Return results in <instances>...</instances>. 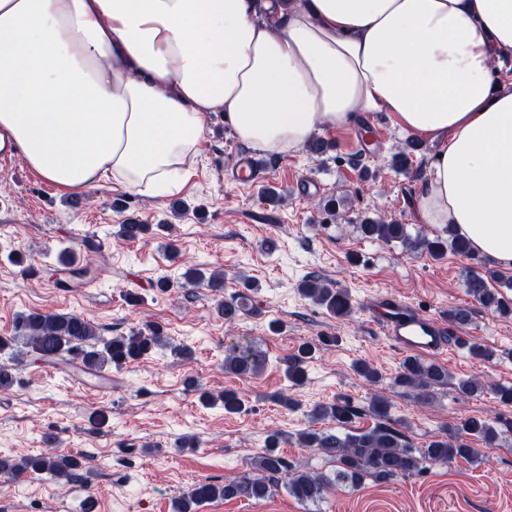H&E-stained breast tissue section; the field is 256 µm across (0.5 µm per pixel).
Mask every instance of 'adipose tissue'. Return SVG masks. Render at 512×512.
Instances as JSON below:
<instances>
[{
	"label": "adipose tissue",
	"mask_w": 512,
	"mask_h": 512,
	"mask_svg": "<svg viewBox=\"0 0 512 512\" xmlns=\"http://www.w3.org/2000/svg\"><path fill=\"white\" fill-rule=\"evenodd\" d=\"M512 0H0V146L46 181L180 189L209 116L277 157L391 113L438 141L420 223L512 269Z\"/></svg>",
	"instance_id": "1"
}]
</instances>
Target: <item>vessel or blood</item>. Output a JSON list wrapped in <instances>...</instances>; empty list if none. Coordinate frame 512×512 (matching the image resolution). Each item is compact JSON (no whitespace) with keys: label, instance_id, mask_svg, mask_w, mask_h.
I'll return each instance as SVG.
<instances>
[{"label":"vessel or blood","instance_id":"vessel-or-blood-1","mask_svg":"<svg viewBox=\"0 0 512 512\" xmlns=\"http://www.w3.org/2000/svg\"><path fill=\"white\" fill-rule=\"evenodd\" d=\"M262 170L252 157H242L233 165L235 180L253 186ZM374 322L392 345L408 355L436 356L447 347L448 331L438 319L416 312L402 299L383 295L372 304Z\"/></svg>","mask_w":512,"mask_h":512}]
</instances>
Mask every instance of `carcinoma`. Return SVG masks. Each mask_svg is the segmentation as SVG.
<instances>
[{"label":"carcinoma","mask_w":512,"mask_h":512,"mask_svg":"<svg viewBox=\"0 0 512 512\" xmlns=\"http://www.w3.org/2000/svg\"><path fill=\"white\" fill-rule=\"evenodd\" d=\"M361 235L384 243H399L405 248L427 253L433 258H441L451 252L462 257L471 256V247L466 239L456 233L453 225L443 226L442 235L429 239L419 234L412 235L407 225L398 224L384 217L371 218L358 225ZM181 277L187 281L199 282L208 288H219L224 279L221 274L205 276L199 270L189 268ZM495 274L469 276L464 286L467 292L483 308L500 315H512V299L495 288L489 287V280ZM303 296L328 312L344 317L351 313L352 304L348 293L340 288H331L317 278H307L300 283ZM247 311L245 299H232L219 308L226 321H234ZM15 335L0 336V352L17 342L27 349L33 360L44 364L66 362L77 363L86 369L100 371L106 366L122 368L129 362L146 358L167 346L162 331L157 326L147 329H132L127 335L101 336L100 326L87 317L74 312H29L19 315L15 322ZM313 349L305 344L296 354L284 360L285 373L289 381L299 385L305 379V365ZM267 363L266 355L251 346H232L224 353V371L236 376H257ZM454 385L465 396L482 393L486 389L494 391L499 401L512 404V388L494 386L477 378L457 382L448 370L434 361L416 356L404 359L400 372L392 380V386L410 390L414 398L427 404L434 390L444 385ZM220 401L227 414H236L244 409V401L233 390H226ZM389 401L382 395L373 397L369 412L378 420L375 426L359 434L344 436L316 432L308 429L298 434V443L304 447L318 448L333 458L338 464L335 475L308 472L299 469L281 451L282 437L274 431L265 440L264 450L255 458L253 470L221 484L201 481L191 494L175 504V512H191L198 501L215 499L247 498L261 501L279 487H284L296 500L317 502L323 499L328 486L336 481H349L359 484L366 478L387 481L400 476L419 474L431 463H447L458 458L471 460L477 457L478 450L473 441L488 446L497 445L500 431L486 418L472 416L457 427L445 429L427 447H411L406 436L390 422ZM356 411L349 405L318 404L310 411L314 420L331 418L338 425L352 422ZM48 447L38 455H25L19 458L0 455V478L17 481L28 473H45L53 479L77 482L86 456L62 455L50 447L51 439H46Z\"/></svg>","instance_id":"cac0c4a2"}]
</instances>
